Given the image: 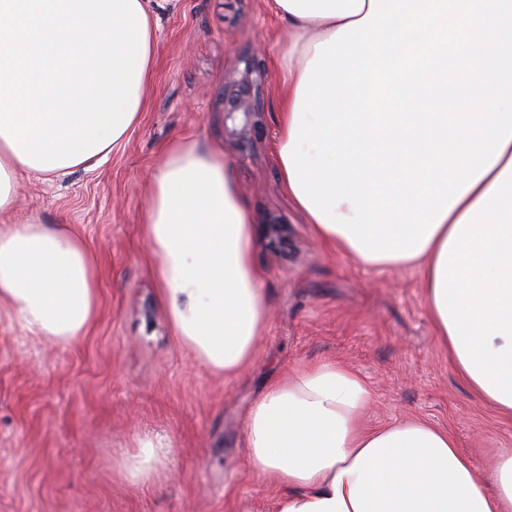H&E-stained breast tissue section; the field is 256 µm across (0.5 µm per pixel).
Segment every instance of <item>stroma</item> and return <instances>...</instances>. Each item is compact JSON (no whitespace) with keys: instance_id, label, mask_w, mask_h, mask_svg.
<instances>
[{"instance_id":"obj_1","label":"stroma","mask_w":512,"mask_h":512,"mask_svg":"<svg viewBox=\"0 0 512 512\" xmlns=\"http://www.w3.org/2000/svg\"><path fill=\"white\" fill-rule=\"evenodd\" d=\"M138 125L92 169L21 179L17 217L66 224L94 259L98 311L71 346L28 336L0 307V512H273L277 490L247 462L253 401L300 362L346 363L371 387L368 422L419 417L447 428L486 467L512 448V420L481 404L432 336L419 272L361 265L327 250L295 208L274 144L283 22L270 0H164ZM263 100L252 140L224 122V97L250 60ZM232 163L252 224L271 324L256 360L227 379L180 343L146 235L147 185L173 141ZM281 241L271 245L269 221ZM171 441L155 481L117 472L143 439Z\"/></svg>"}]
</instances>
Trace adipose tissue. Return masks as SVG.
I'll return each mask as SVG.
<instances>
[{"label":"adipose tissue","instance_id":"1","mask_svg":"<svg viewBox=\"0 0 512 512\" xmlns=\"http://www.w3.org/2000/svg\"><path fill=\"white\" fill-rule=\"evenodd\" d=\"M370 2L273 0L288 25L276 149L289 142L316 44L366 16ZM33 172L0 137V215ZM146 229L175 335L210 373L240 374L257 356L270 312L230 161L183 141L167 146L150 179ZM374 265L420 271L436 343L482 402L512 418V141L420 253ZM2 304L29 336L58 348L75 342L98 305L80 236L33 217L0 230ZM373 403L367 383L333 360L297 364L256 399L245 444L250 466L280 490L275 512H512V448L498 449L483 471L448 429L419 418L369 425ZM168 448L141 441L118 470L147 483Z\"/></svg>","mask_w":512,"mask_h":512}]
</instances>
